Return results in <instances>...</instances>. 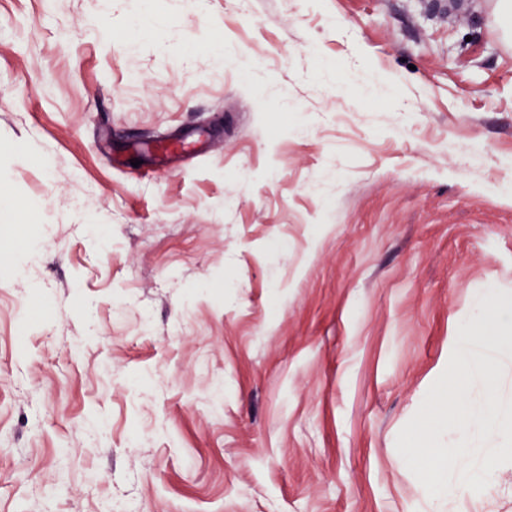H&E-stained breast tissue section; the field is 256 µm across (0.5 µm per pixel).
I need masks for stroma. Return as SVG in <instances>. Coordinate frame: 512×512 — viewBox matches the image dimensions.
I'll return each mask as SVG.
<instances>
[{
    "label": "stroma",
    "mask_w": 512,
    "mask_h": 512,
    "mask_svg": "<svg viewBox=\"0 0 512 512\" xmlns=\"http://www.w3.org/2000/svg\"><path fill=\"white\" fill-rule=\"evenodd\" d=\"M448 2L0 0V512H512L396 449L512 300V24Z\"/></svg>",
    "instance_id": "1"
}]
</instances>
